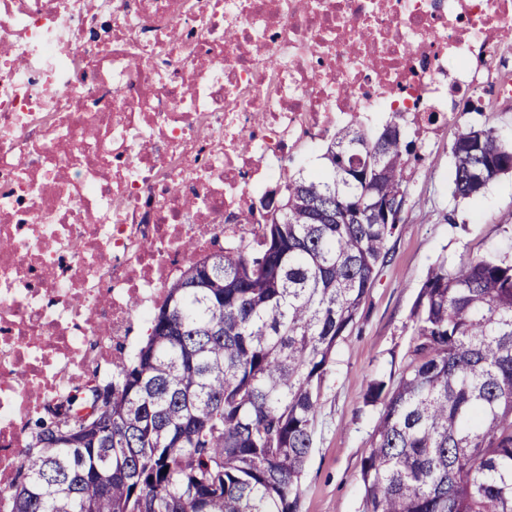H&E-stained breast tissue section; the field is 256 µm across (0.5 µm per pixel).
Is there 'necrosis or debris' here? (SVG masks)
I'll list each match as a JSON object with an SVG mask.
<instances>
[{
    "instance_id": "1",
    "label": "necrosis or debris",
    "mask_w": 512,
    "mask_h": 512,
    "mask_svg": "<svg viewBox=\"0 0 512 512\" xmlns=\"http://www.w3.org/2000/svg\"><path fill=\"white\" fill-rule=\"evenodd\" d=\"M512 0H0V512L71 392L336 126L512 100Z\"/></svg>"
}]
</instances>
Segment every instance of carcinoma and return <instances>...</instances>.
<instances>
[{"label":"carcinoma","mask_w":512,"mask_h":512,"mask_svg":"<svg viewBox=\"0 0 512 512\" xmlns=\"http://www.w3.org/2000/svg\"><path fill=\"white\" fill-rule=\"evenodd\" d=\"M407 120L338 130L311 173H288L254 245L189 263L152 313L146 341L112 375L110 425L95 444L24 451L12 512H297L321 387L355 325L398 224L336 217L407 191ZM453 196L512 172L495 127L457 124ZM414 346L381 402L361 479L365 512H512V261L440 263L412 311ZM88 384L34 420L78 400Z\"/></svg>","instance_id":"carcinoma-1"}]
</instances>
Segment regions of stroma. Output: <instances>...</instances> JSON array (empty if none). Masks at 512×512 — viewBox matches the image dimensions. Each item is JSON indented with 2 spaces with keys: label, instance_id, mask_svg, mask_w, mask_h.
<instances>
[{
  "label": "stroma",
  "instance_id": "obj_1",
  "mask_svg": "<svg viewBox=\"0 0 512 512\" xmlns=\"http://www.w3.org/2000/svg\"><path fill=\"white\" fill-rule=\"evenodd\" d=\"M456 129L430 136L412 174L402 221L389 239L353 329L336 348L321 390L314 446L299 485L298 512H364L361 469L382 410L365 401L370 382L397 381L413 349L411 313L421 286L441 262L512 258V174L479 196H452L450 145Z\"/></svg>",
  "mask_w": 512,
  "mask_h": 512
}]
</instances>
